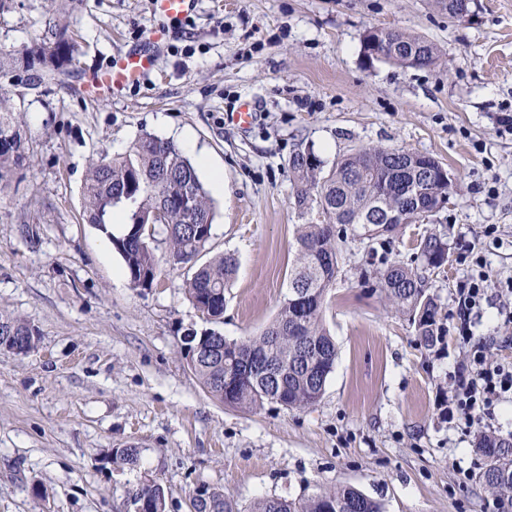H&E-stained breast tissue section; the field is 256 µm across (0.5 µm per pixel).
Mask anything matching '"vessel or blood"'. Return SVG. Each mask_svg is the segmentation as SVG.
<instances>
[{
	"mask_svg": "<svg viewBox=\"0 0 512 512\" xmlns=\"http://www.w3.org/2000/svg\"><path fill=\"white\" fill-rule=\"evenodd\" d=\"M194 2L195 0H153L156 26L147 46L113 61L108 70L87 74L84 88L99 94H108L112 90L137 82L153 66L155 49L166 35V21L185 16Z\"/></svg>",
	"mask_w": 512,
	"mask_h": 512,
	"instance_id": "1",
	"label": "vessel or blood"
}]
</instances>
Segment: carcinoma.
<instances>
[{
	"label": "carcinoma",
	"mask_w": 512,
	"mask_h": 512,
	"mask_svg": "<svg viewBox=\"0 0 512 512\" xmlns=\"http://www.w3.org/2000/svg\"><path fill=\"white\" fill-rule=\"evenodd\" d=\"M48 34L60 41L51 46L43 37L19 50L0 51V75L18 76L39 64L61 74L74 65L76 44L67 36V28L57 23ZM386 35L405 51L425 45L428 65H437L436 44L394 29ZM25 160L20 118L1 92L0 185ZM427 162L424 156L414 158L411 151L370 147L339 158L323 176L313 152L295 154L291 159L296 180L294 206L303 211L315 205L323 220L297 225L296 263L288 294L260 334L240 341H228L213 331L193 334L190 369L207 394L243 411L266 403L305 409L319 401L337 357L336 344L322 319L325 297L339 272L336 226L360 223L378 192L400 203L407 188L416 185L423 187L426 199L452 193V185L420 169ZM83 196L85 220L110 239L132 287H152L163 264L190 266L194 272L186 282L189 301L203 319H222L224 290L235 273L236 259L223 254L197 264L211 237L214 212L195 166L174 141L145 132L125 153L96 160ZM118 208L126 212V233L120 237L108 231L112 212ZM149 226L165 234L166 252L161 257L151 244L139 240L141 228ZM418 249L428 267L438 269L448 261V244L436 235L421 239ZM379 287L397 310L408 315L420 346L430 349L442 339L438 304L426 293L418 271L393 264L381 275ZM36 336L29 323L0 317L1 339H26L30 350ZM476 448L486 457L479 481L499 503L512 504V442L483 433ZM106 460L119 469H133L140 463V451L134 446L115 448ZM135 498L148 499V512H166L164 491L157 484L137 488ZM190 504L192 512H239L219 487H206L205 497ZM251 512H383V506L355 488L339 487L296 499L260 498Z\"/></svg>",
	"instance_id": "obj_1"
}]
</instances>
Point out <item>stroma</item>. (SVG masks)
<instances>
[{"label": "stroma", "instance_id": "35a3bbf8", "mask_svg": "<svg viewBox=\"0 0 512 512\" xmlns=\"http://www.w3.org/2000/svg\"><path fill=\"white\" fill-rule=\"evenodd\" d=\"M53 21L76 39L75 65L51 79L0 77L28 155L0 190V314L38 332L27 354L0 351V512H134L130 492L147 483L163 487L166 512H190L201 483L223 488L239 512L340 486L384 512H498L474 442L481 429L512 439V399L476 430L449 420L448 390L466 352L455 297L470 252L494 281L474 336L512 362L496 290L512 279V132L496 122L512 113V0H479L463 23L434 0H197L170 23L153 69L103 97L82 91L85 74L144 45L152 0H10L0 49L32 44ZM369 27L431 40L438 65L368 62ZM246 99L257 118L243 129L233 114ZM144 132L188 133L224 173L204 251L238 261L220 322L189 302L186 269H163L144 290L115 283L124 262L83 219L91 161ZM372 146L444 163L448 206L380 236L368 224L341 227V269L322 309L337 358L316 405L248 412L214 400L182 338L211 328L240 340L277 314L295 228L318 218L293 205L291 158L312 150L327 172ZM429 234L448 244L436 270L416 249ZM395 262L421 269L441 306L446 336L434 350L420 348L378 287ZM127 446L141 452L138 469L102 467Z\"/></svg>", "mask_w": 512, "mask_h": 512}]
</instances>
